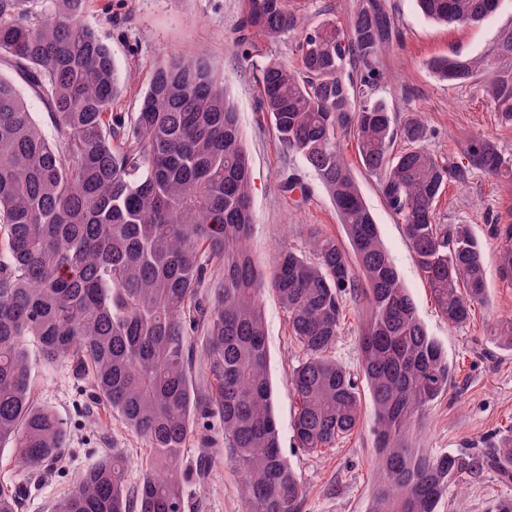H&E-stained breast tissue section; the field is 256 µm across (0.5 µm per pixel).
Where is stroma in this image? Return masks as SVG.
I'll use <instances>...</instances> for the list:
<instances>
[{"mask_svg": "<svg viewBox=\"0 0 512 512\" xmlns=\"http://www.w3.org/2000/svg\"><path fill=\"white\" fill-rule=\"evenodd\" d=\"M359 2L290 0V5L311 27L326 18L346 23ZM382 3L394 19L399 39L379 57L382 78L372 93L386 102L397 122L421 114L427 127L425 148L438 159L467 167L465 180L448 183L438 199L435 220L466 225L484 259L486 303L476 306L466 324L449 325L435 307L400 219L379 192L377 177L362 166L353 139L341 140L344 157L422 322L448 351L452 382L422 419L413 440L415 447L436 456L459 448H482L512 435V345L501 337L512 320V280L500 272V245L495 236L496 225L512 224V184L470 167L467 157V146L476 138L492 142L512 157V126L499 122L488 101L486 76L450 85L438 81L428 63L454 52L474 57L486 54L499 31L512 25V7L461 27L424 18L415 0ZM245 7V0H90L88 18L112 47L120 75L115 111L137 112L155 68L168 56H203L221 68L251 167L255 228L250 251L257 265L266 270L279 245L306 254L314 236L341 242L345 233L317 177L299 155L283 149L263 119L256 68L271 58L297 65L301 36L292 32L272 42L259 41L252 65L242 64L233 42ZM293 171L307 183V196L283 191L282 182ZM262 311L281 445L304 487L298 512H368L376 459L370 400H363L353 434L334 449L307 454L296 448L288 376L303 353L292 340L288 315L272 291L264 292ZM364 318L360 302H345L342 332L332 351L336 361L355 376L361 373L357 338ZM34 378L36 404L51 407L66 428V452L61 469L37 480L22 469L17 449H0V485L23 489L19 512H52L55 501L72 490L75 477L115 446L126 450L128 483L136 485L148 453L144 441L107 412L85 416L88 396L68 364H37ZM207 437L208 448L193 442L182 456V466L190 473L185 484L186 512H243L238 479L222 451L224 427L219 419L210 420ZM205 454L211 458L210 469L204 477L194 476L195 463ZM508 497L512 498V484L485 474L452 486L440 499L437 512H492L499 500Z\"/></svg>", "mask_w": 512, "mask_h": 512, "instance_id": "stroma-1", "label": "stroma"}]
</instances>
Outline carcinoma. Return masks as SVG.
<instances>
[{
    "label": "carcinoma",
    "mask_w": 512,
    "mask_h": 512,
    "mask_svg": "<svg viewBox=\"0 0 512 512\" xmlns=\"http://www.w3.org/2000/svg\"><path fill=\"white\" fill-rule=\"evenodd\" d=\"M503 0H417L422 15L470 25ZM87 0H0V54L25 88L0 75V447L11 443L28 472L64 455L55 411L33 400L28 344L51 364L70 363L105 410L149 449L136 486L114 448L78 476L53 512H185L181 457L200 421L224 427V455L243 490L244 512H297L303 488L283 454L272 408L265 287L288 314L305 354L291 373L294 440L320 452L359 423L358 382L331 356L347 298L365 319L358 346L375 417L376 487L369 512H436L459 481L492 472L512 483V436L488 448L437 457L411 447L420 419L448 390V352L428 335L403 287L339 140L357 145L365 170L404 225L415 260L448 325L486 300L482 252L468 228L438 224L437 200L462 170L421 146L426 127L395 125L363 87L395 40L381 0H363L346 24H303L289 0H247L235 39L242 62L256 38L301 32V65L268 60L256 75L263 112L287 150L329 195L347 243L319 237L311 261L284 245L269 271L247 249L255 220L251 169L224 77L204 57H170L155 70L138 112L112 111L119 73L111 46L87 21ZM512 66V25L479 58L430 61L435 76L465 84L492 61ZM363 72L360 83L347 68ZM49 111L54 135L25 92ZM486 92L512 125V69ZM406 146L395 149L396 139ZM469 161L490 177L512 159L475 140ZM500 270L512 279V224L497 229ZM204 328L210 389L194 388V334ZM0 487V512H17Z\"/></svg>",
    "instance_id": "1"
}]
</instances>
